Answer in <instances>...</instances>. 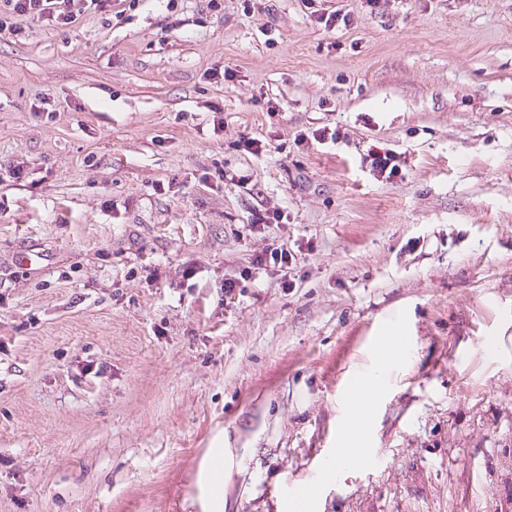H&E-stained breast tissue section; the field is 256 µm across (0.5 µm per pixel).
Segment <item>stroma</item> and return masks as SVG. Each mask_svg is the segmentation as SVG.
<instances>
[{"instance_id":"35a3bbf8","label":"stroma","mask_w":512,"mask_h":512,"mask_svg":"<svg viewBox=\"0 0 512 512\" xmlns=\"http://www.w3.org/2000/svg\"><path fill=\"white\" fill-rule=\"evenodd\" d=\"M326 7L354 26L113 0L0 36V512H273L306 471L303 512H512V0ZM324 126L349 141L296 146ZM274 243L291 287L225 298ZM401 155L392 150L384 154L371 152L362 159L361 164L362 167L369 165V171L375 179L388 182L394 180L399 175V171L401 172V163L405 162V159L401 160ZM294 254L288 249L287 244H280L277 247H268L263 253L253 257L249 266L239 272V278H227L224 281V294L229 295L237 287L240 280L256 279V275L263 270L267 275H282L285 279L288 275V269L295 262ZM279 272L283 274H278ZM376 396V386L367 379L361 386L351 390L346 396V404L350 415L349 423L354 425L361 416V412L373 406Z\"/></svg>"}]
</instances>
